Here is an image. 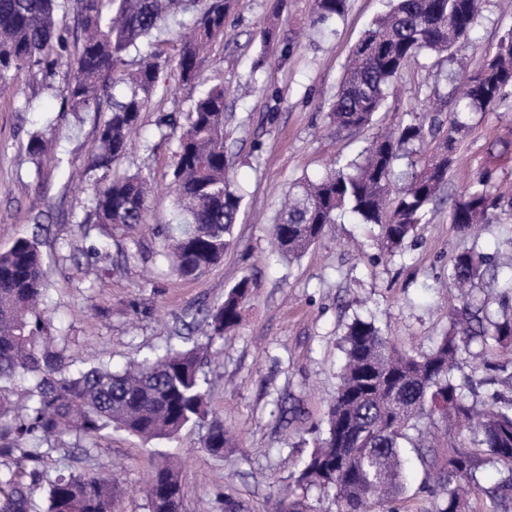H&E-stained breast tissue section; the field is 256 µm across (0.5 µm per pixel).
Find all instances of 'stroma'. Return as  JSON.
Instances as JSON below:
<instances>
[{
	"label": "stroma",
	"mask_w": 512,
	"mask_h": 512,
	"mask_svg": "<svg viewBox=\"0 0 512 512\" xmlns=\"http://www.w3.org/2000/svg\"><path fill=\"white\" fill-rule=\"evenodd\" d=\"M386 0H349L344 18L310 26L313 0H230L223 40L200 67L199 85L175 68L142 112L127 155L115 171L150 181L145 223L122 228L88 225L91 199L112 172L91 167L99 112H67L62 89L73 72L81 36L76 7L58 12L70 43L52 77L22 76L15 95L0 98V249L19 237H39L47 288L41 308L68 371L100 364L120 370L132 360L210 342L204 364L209 413L167 440L144 441L116 428L101 431L92 456L63 437L45 455L44 478L99 473L121 488L114 512H149L143 483L155 451L183 464L181 512H224L218 495L233 494L236 512H268L274 498L301 501L307 512H337L333 493L304 489L297 477L326 427L329 403L345 359L344 337L354 318H369L410 353L428 352L449 327L457 306L448 282L455 255L474 245L489 255L512 250V210L461 235L449 208L483 172L512 186V95L508 111L465 114L456 161L443 200L418 225L401 253L380 250L378 229L341 217L301 257L277 255L272 224L286 191L317 178L372 137L420 117L430 94L452 95L460 79L491 59L512 29V0H486L465 46L441 64L422 58L397 77L373 126L356 139L337 137L328 112L353 45L386 8ZM272 29L270 41L259 33ZM293 53H285L287 42ZM224 85L230 178L246 195L231 246L200 280L177 277L162 258L175 221L172 165L179 130L157 127L161 115L187 113L199 87ZM53 142L38 158L27 154L33 133ZM254 289L234 332L205 339L194 321L221 304L241 279ZM234 440L223 456L204 446L210 421ZM426 474L409 455L397 512H431Z\"/></svg>",
	"instance_id": "obj_1"
}]
</instances>
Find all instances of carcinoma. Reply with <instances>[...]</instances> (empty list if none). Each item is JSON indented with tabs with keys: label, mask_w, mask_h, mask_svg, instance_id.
<instances>
[{
	"label": "carcinoma",
	"mask_w": 512,
	"mask_h": 512,
	"mask_svg": "<svg viewBox=\"0 0 512 512\" xmlns=\"http://www.w3.org/2000/svg\"><path fill=\"white\" fill-rule=\"evenodd\" d=\"M83 29L73 75L63 88L71 112H105L98 128L91 165L109 168L128 150V139L158 87L169 60L157 49L167 22L180 12L196 18L181 40L175 61L182 82H196L204 52L224 38L228 0H76ZM348 0H314L311 23L342 18ZM481 0H388L352 49L331 104L336 132L354 135L380 111L390 85L406 64L419 57H441L467 39ZM57 0H0V89L51 57L67 50L55 20ZM148 41L156 49L139 68L125 74L130 48ZM500 71L470 73L461 79L462 94L448 120L440 106L427 121H412L382 134L354 156L336 161L319 179H305L288 191L284 208L272 225L277 253L299 257L320 239L337 217L351 214L379 228L380 247L393 256L428 221L431 205L446 183L457 135L466 128L463 114L495 111L512 88V30L499 43ZM125 83L122 97L104 100L108 90ZM224 86L202 89L188 113L174 151V203L182 215L167 227L169 251L163 256L176 274L196 280L224 259L243 194L228 177L224 150ZM406 170L395 172L397 161ZM487 172L479 186L454 200L450 223L463 235L490 222L502 202L512 197L491 190ZM148 196L137 174L113 173L95 191V224L131 226L143 222ZM512 272V258L500 263L474 247L460 251L448 266V281L460 291L459 307L448 333L427 353L400 351L375 321L357 318L345 335L346 356L328 411L326 437L318 440L299 480L309 488L334 491L338 512H395L391 503L403 490V442L416 452L425 471L437 472L443 497L435 512H471V498L483 494L488 512H512V397L495 395L474 413L454 379V371L471 361L472 372L486 365L485 349L512 345V317L494 321L474 305L477 281ZM252 284L243 279L207 311L210 335L222 336L239 322ZM44 289L37 237H19L0 250V381L21 373L30 382L29 405L6 418L0 407V512H36L31 489L42 480L26 471L24 460L54 449L58 439L74 435L93 439L110 427L147 441L171 438L205 415L207 392L200 377L204 347H168L120 372L93 366L64 375L61 352L49 344L45 315L38 309ZM229 442L224 424L214 422L205 448L219 456ZM146 486L150 512H181L180 468L157 453ZM497 465L498 478L480 485L477 473ZM45 512H113L117 490L112 479L60 473L47 481Z\"/></svg>",
	"instance_id": "obj_1"
}]
</instances>
